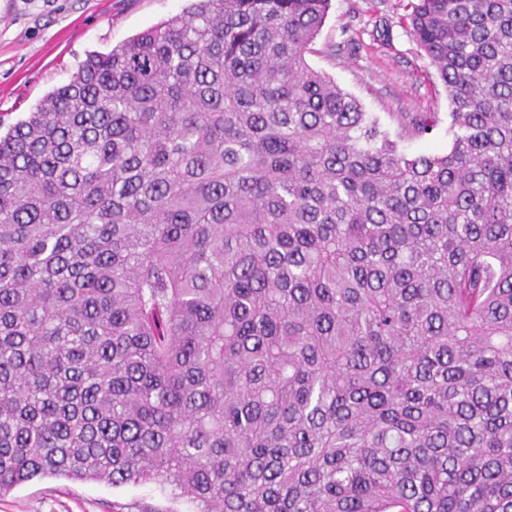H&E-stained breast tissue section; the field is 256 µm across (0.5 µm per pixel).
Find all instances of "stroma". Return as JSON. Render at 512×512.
<instances>
[{"label": "stroma", "mask_w": 512, "mask_h": 512, "mask_svg": "<svg viewBox=\"0 0 512 512\" xmlns=\"http://www.w3.org/2000/svg\"><path fill=\"white\" fill-rule=\"evenodd\" d=\"M186 0H0V127L9 128L48 92L67 83L90 52L106 53L181 11ZM410 0H331L326 23L306 55L310 66L356 96L398 132L435 112L426 138L406 152L443 153L452 142L448 94L410 32ZM156 484L112 487L46 477L0 497V512H195Z\"/></svg>", "instance_id": "obj_1"}]
</instances>
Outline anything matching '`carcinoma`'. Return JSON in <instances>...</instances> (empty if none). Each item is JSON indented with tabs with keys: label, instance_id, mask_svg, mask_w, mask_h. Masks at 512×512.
Returning <instances> with one entry per match:
<instances>
[{
	"label": "carcinoma",
	"instance_id": "carcinoma-1",
	"mask_svg": "<svg viewBox=\"0 0 512 512\" xmlns=\"http://www.w3.org/2000/svg\"><path fill=\"white\" fill-rule=\"evenodd\" d=\"M330 2L191 0L0 134V496L512 512V0L412 5L419 155L306 61ZM186 497L175 498L154 483L119 487L46 477L0 497V512H193Z\"/></svg>",
	"mask_w": 512,
	"mask_h": 512
}]
</instances>
